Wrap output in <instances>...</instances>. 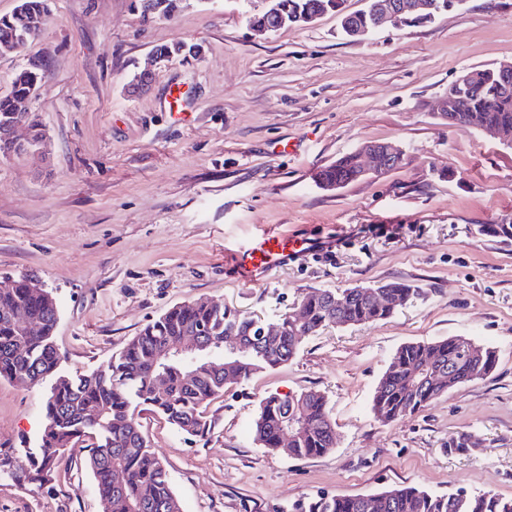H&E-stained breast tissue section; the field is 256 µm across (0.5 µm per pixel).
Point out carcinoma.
Listing matches in <instances>:
<instances>
[{"mask_svg": "<svg viewBox=\"0 0 512 512\" xmlns=\"http://www.w3.org/2000/svg\"><path fill=\"white\" fill-rule=\"evenodd\" d=\"M344 0H278L286 25L303 24L304 14L318 10L340 14ZM46 0H20L17 10L0 17V44L25 45L26 32L43 24ZM480 79L456 89L457 124L486 128L512 126V85L505 88L497 66L479 69ZM36 65L15 76L11 92L0 96V134L15 116L16 101L29 96L32 83L42 82ZM31 142L43 141L45 132L37 113H25ZM318 179L325 186L343 187L363 179L354 155L345 154L322 169ZM34 279L23 277L13 287L0 288V378L28 386L51 381L43 404L44 428L36 447L26 452L27 463L10 472L17 479L44 488L52 483L56 459L68 449L81 445L87 451L86 465L95 480L103 512H181L161 459L141 430L138 416L145 408L163 416L177 431L192 437H205L210 429L209 403L224 395V388L248 380L263 369L291 362L305 335L275 327V320L247 316L224 304L196 302L174 306L147 324L104 366L74 378L61 372L62 358L53 336L58 323L55 299ZM389 306H381L374 295L356 288L313 289L301 296L297 307L303 310L305 327L311 333L334 325L377 324L390 318L408 303L422 296V288L405 280L381 283ZM344 302L336 303L338 294ZM24 309L38 320L39 332L22 336L10 313ZM204 328L200 350L194 361L167 354L173 339ZM238 336L251 350L242 355L224 356V337ZM460 337L450 336L430 342H410L394 353L372 401L375 417L389 424L419 411L458 385L452 378L429 384L416 392L406 385L418 379L428 366L453 362L458 373L471 382L490 374L497 365L496 350L479 347L470 356L460 349ZM158 373L167 376L168 387L159 392L154 386ZM97 410L95 419L86 415L88 407ZM295 419L302 423L298 438L288 455L308 458L328 452L336 444L326 396L309 389L297 394H270L258 405L252 431L264 448L279 450L281 425ZM376 512H512V498L471 492L458 487L434 494L413 486L388 488L374 494ZM289 512H367L364 497L321 495L294 502Z\"/></svg>", "mask_w": 512, "mask_h": 512, "instance_id": "cac0c4a2", "label": "carcinoma"}]
</instances>
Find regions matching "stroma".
I'll return each mask as SVG.
<instances>
[{"label": "stroma", "instance_id": "35a3bbf8", "mask_svg": "<svg viewBox=\"0 0 512 512\" xmlns=\"http://www.w3.org/2000/svg\"><path fill=\"white\" fill-rule=\"evenodd\" d=\"M40 35L0 51V95L45 63L30 107L47 152L0 157V288L29 276L59 308L62 371L108 361L169 308L200 299L268 320L301 293L401 279L424 298L375 325L307 336L288 365L227 390L202 439L139 414L182 512H282L321 493L463 486L512 497V146L435 111L461 73L512 61V0H467L423 26L358 43L336 15L254 30L265 0H181L144 20L136 0H47ZM202 46L129 93L155 47ZM181 86L185 117L166 101ZM368 141L401 147L381 177L336 190L317 173ZM301 236L305 260L247 283L224 259L256 236ZM464 336L494 348L481 379L380 423L375 388L403 344ZM323 392L336 428L328 453L295 459L253 442L261 398ZM48 384L0 378V462L18 464L43 429ZM471 436L473 444L451 449ZM86 451L54 466L52 489L0 473V512H101Z\"/></svg>", "mask_w": 512, "mask_h": 512}]
</instances>
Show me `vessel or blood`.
Here are the masks:
<instances>
[{
	"label": "vessel or blood",
	"instance_id": "vessel-or-blood-1",
	"mask_svg": "<svg viewBox=\"0 0 512 512\" xmlns=\"http://www.w3.org/2000/svg\"><path fill=\"white\" fill-rule=\"evenodd\" d=\"M311 251V245L285 235L266 233L244 249L231 253L224 264L236 277L249 282L269 276L289 262L299 260Z\"/></svg>",
	"mask_w": 512,
	"mask_h": 512
}]
</instances>
